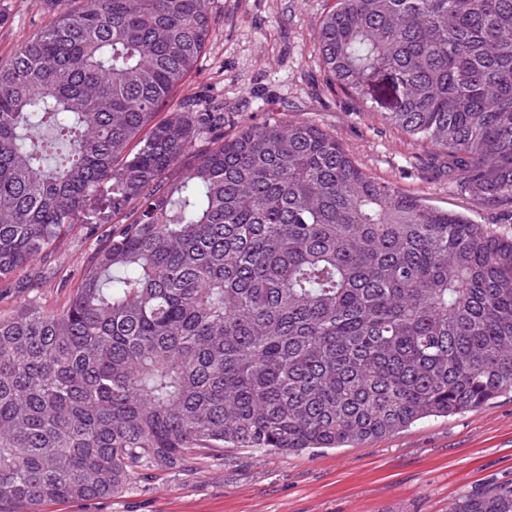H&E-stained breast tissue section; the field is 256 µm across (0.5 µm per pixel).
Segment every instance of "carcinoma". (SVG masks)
Masks as SVG:
<instances>
[{
	"label": "carcinoma",
	"mask_w": 512,
	"mask_h": 512,
	"mask_svg": "<svg viewBox=\"0 0 512 512\" xmlns=\"http://www.w3.org/2000/svg\"><path fill=\"white\" fill-rule=\"evenodd\" d=\"M0 62V279L111 183L68 305L0 319V512L120 495L226 448L378 439L512 393V233L367 174L306 121L157 122L208 0H55ZM328 79L512 202V0H334ZM450 512H512V487Z\"/></svg>",
	"instance_id": "obj_1"
}]
</instances>
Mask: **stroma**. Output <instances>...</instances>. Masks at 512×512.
<instances>
[{
	"instance_id": "obj_1",
	"label": "stroma",
	"mask_w": 512,
	"mask_h": 512,
	"mask_svg": "<svg viewBox=\"0 0 512 512\" xmlns=\"http://www.w3.org/2000/svg\"><path fill=\"white\" fill-rule=\"evenodd\" d=\"M330 0H209L215 19L196 70L169 110L223 104L225 135L240 122L303 120L330 131L364 171L404 194L499 231L512 206L492 205L441 177L437 155L325 82L317 52ZM50 0H0V59L55 17ZM109 188L89 199L80 223L31 263L0 279V317L34 305L64 308L121 215ZM512 485V393L482 408L416 422L343 448L268 454L228 448L200 472L96 501L47 504L42 512H449L460 499Z\"/></svg>"
}]
</instances>
